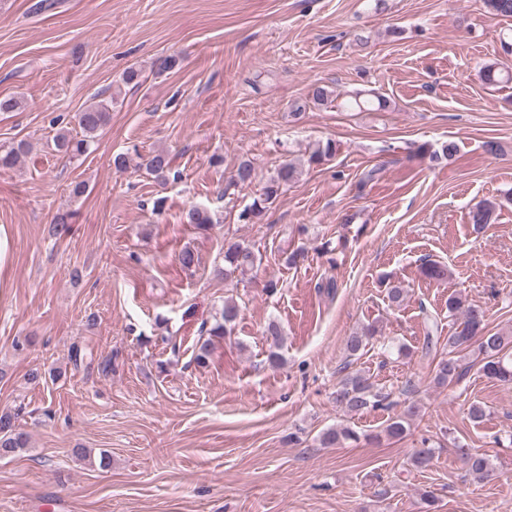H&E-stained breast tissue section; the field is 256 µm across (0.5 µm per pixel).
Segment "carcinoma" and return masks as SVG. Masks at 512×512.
Here are the masks:
<instances>
[{
	"label": "carcinoma",
	"instance_id": "cac0c4a2",
	"mask_svg": "<svg viewBox=\"0 0 512 512\" xmlns=\"http://www.w3.org/2000/svg\"><path fill=\"white\" fill-rule=\"evenodd\" d=\"M481 80L493 83H511L512 70H505L497 64H488L480 72ZM387 106V100L372 94L368 97L357 92L348 102L347 107L353 110L370 111L372 109L383 110ZM112 110V99H100L89 107L73 115L74 124L77 125L82 136L72 137L65 130L60 131L54 137V148L72 161L85 156L91 144L98 136V132L106 125L109 112ZM24 151V144L20 143L11 147H0V168L15 166ZM418 152L429 156L433 162H441L454 157L457 153V144L448 141L439 151H430L425 146H420ZM336 153V143L332 140L318 147L309 156L311 165H319L332 158ZM145 166L150 173L163 177L170 169V162L163 152H156L147 157ZM300 172L291 163L280 165L273 175L267 178L258 189V197L246 206L240 214L241 220L247 224H261L264 221L268 205L273 203L288 187L296 182ZM255 179V168L249 160L240 161L235 167L224 186V192L231 189L249 186ZM470 223L476 227H484L495 223L496 206L487 201L475 204L469 213ZM185 223L193 225L200 230H207L214 224L212 211L204 206H192L185 214ZM224 266L215 270V276L229 280L237 274H243L261 264L262 256L256 252L250 244L242 240L228 239L224 241ZM421 271L425 279L429 281H442L449 277L448 269L440 263L426 259L422 263ZM448 316L455 319L453 333L448 335V351L440 353L434 366V383L440 387L459 380L467 368L461 364L459 353L474 345L481 355L479 371L487 378L496 380L504 385H512V336L502 331L492 332L486 329L484 324V312L465 303L459 294L448 296ZM240 317V307L233 300L224 301V305L216 318L214 325L206 330L209 338L199 342L194 350V362L203 367L207 365L213 354V342L210 337L231 335ZM376 329L366 327L360 332H355L347 338L346 349L352 356L366 346V341L374 336ZM267 336L272 340L274 350L268 356L269 365L276 367L283 363L282 356L275 351L279 347L281 331L277 324L271 322L267 328ZM391 393L377 386L372 381V376L357 371L343 376L336 388V401L348 412L358 414L368 409L377 407H390ZM420 414L419 406L408 405L404 411L390 418L384 427L383 433L389 439L401 437L407 430L410 421ZM17 414L10 412L0 413V453L8 454L27 447V437L17 430ZM357 434L349 429H331L323 434L322 441L326 445L339 444L346 440H357ZM461 459L469 473L480 479H489L493 476L494 469L489 457L484 453L472 452L467 448H460ZM435 448L430 445L428 439H423L418 448L413 449L409 462L416 469H424L433 465Z\"/></svg>",
	"mask_w": 512,
	"mask_h": 512
}]
</instances>
